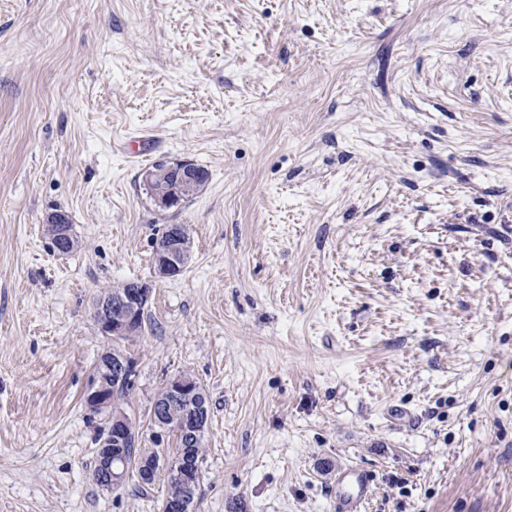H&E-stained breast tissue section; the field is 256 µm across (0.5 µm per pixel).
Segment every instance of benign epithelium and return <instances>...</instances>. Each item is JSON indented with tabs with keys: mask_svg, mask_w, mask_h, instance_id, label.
<instances>
[{
	"mask_svg": "<svg viewBox=\"0 0 512 512\" xmlns=\"http://www.w3.org/2000/svg\"><path fill=\"white\" fill-rule=\"evenodd\" d=\"M174 177L177 188L154 203L161 209L180 206L201 187L203 177L199 166L188 161L167 162L164 166L144 173V182L164 181ZM53 251L64 255L76 246L72 227L66 217L57 213L45 219ZM192 240L187 225L170 224L157 237L154 249V270L158 278H175L182 274L191 259ZM152 293L147 282L129 284L115 294L101 295L95 302L96 325L101 335L120 341L140 334L139 323ZM99 365L112 369L115 386L134 387L137 384V365L134 358L121 349H112L102 355ZM167 399L153 404L150 422L142 424L128 414L112 393L92 380L84 393V405L90 418L103 420V432L98 438V453L93 480L104 490L124 485L132 474L149 476L153 468L164 472L172 486L170 512H195L196 487L201 480L198 461L186 451L174 457L164 456L160 461L141 459L128 462L125 452L130 438H149L162 446L172 432L181 433L199 441L205 435L207 423V395L202 385L191 375L180 374L166 383ZM189 406L186 413L174 415L173 406Z\"/></svg>",
	"mask_w": 512,
	"mask_h": 512,
	"instance_id": "benign-epithelium-1",
	"label": "benign epithelium"
}]
</instances>
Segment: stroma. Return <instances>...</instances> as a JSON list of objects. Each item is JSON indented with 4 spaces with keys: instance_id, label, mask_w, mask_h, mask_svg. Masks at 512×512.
Here are the masks:
<instances>
[{
    "instance_id": "stroma-1",
    "label": "stroma",
    "mask_w": 512,
    "mask_h": 512,
    "mask_svg": "<svg viewBox=\"0 0 512 512\" xmlns=\"http://www.w3.org/2000/svg\"><path fill=\"white\" fill-rule=\"evenodd\" d=\"M175 160L209 179L161 211ZM509 222L512 0H0V512H161L92 479L94 303L133 280L121 405L201 383L196 512H333L350 466L363 512H512ZM171 176L174 177L177 188H173L172 192L164 197L159 195L167 192L169 184L155 183L147 186L150 197L156 195L153 201L161 209L168 210L180 206L191 197L195 189L201 187L203 180L199 166L188 160L166 162L162 167L147 170L143 180L145 183L164 181ZM68 216H59L58 213L49 214L45 219L48 236L53 243V251L58 255H64L72 251L76 246L72 227ZM192 240L186 224H170L157 237L154 270L159 279L182 274L191 259ZM373 484L370 472L363 469L345 468L336 480V512H361Z\"/></svg>"
}]
</instances>
